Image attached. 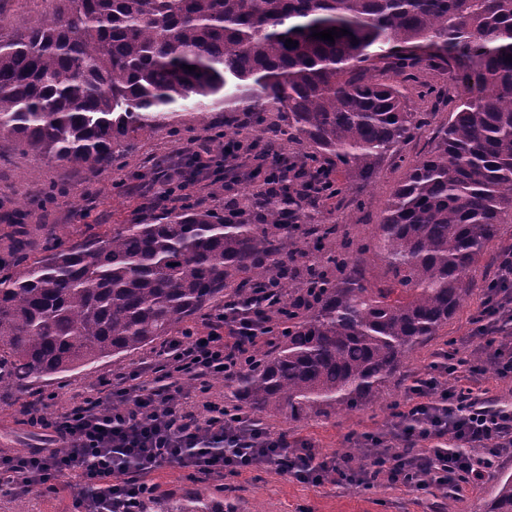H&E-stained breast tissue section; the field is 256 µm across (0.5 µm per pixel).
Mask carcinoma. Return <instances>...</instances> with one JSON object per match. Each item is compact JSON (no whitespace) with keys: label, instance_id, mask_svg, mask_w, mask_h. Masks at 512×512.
<instances>
[{"label":"carcinoma","instance_id":"carcinoma-1","mask_svg":"<svg viewBox=\"0 0 512 512\" xmlns=\"http://www.w3.org/2000/svg\"><path fill=\"white\" fill-rule=\"evenodd\" d=\"M21 33L0 30V139L92 174L119 167L144 136L174 128L191 98L234 107L202 130L264 157L220 212L187 202L152 224L67 243L24 224L0 258V391L127 356L254 303L271 282L288 328L231 381L256 415L329 420L384 398L409 353L448 326L495 264L512 217V0H54ZM333 27L349 34L312 37ZM296 45L288 48L286 40ZM440 52H407L421 44ZM193 66L189 71L185 66ZM460 71L434 146L402 153L431 113L407 110L392 71ZM306 161L289 183L277 174ZM395 156L405 167L365 238L315 216ZM164 512H213L209 491ZM490 512H512V474Z\"/></svg>","mask_w":512,"mask_h":512}]
</instances>
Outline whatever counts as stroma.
Returning <instances> with one entry per match:
<instances>
[{"label":"stroma","mask_w":512,"mask_h":512,"mask_svg":"<svg viewBox=\"0 0 512 512\" xmlns=\"http://www.w3.org/2000/svg\"><path fill=\"white\" fill-rule=\"evenodd\" d=\"M53 6V0H0V23L6 32H19ZM176 110L180 114L179 135L157 130L141 139L124 167L99 175L75 164L47 161L17 150L10 140H0V255L9 251L12 226L17 222L26 224L30 250L37 256L41 253V227L45 224L57 225L66 241L79 242L94 234L111 232L119 224L151 222L162 217L169 205L141 191L143 176L149 174L157 158L177 155L188 139L202 137L203 123L219 124L224 120L223 109L197 106L190 101L178 104ZM402 176L398 159L387 160L375 183L360 193L365 201L363 210L346 203L321 214V222L346 224L354 234L371 236L381 209ZM51 185L62 187V194L53 203L40 205L36 193ZM481 299V294H473L442 335L413 351L403 363L404 374L425 373L444 350L454 348L460 356L471 357L473 348L467 338ZM112 370V363L101 362L19 395L0 394V453L36 448L44 442L41 430L18 423L17 416L24 403L47 395L51 398L50 412H57L74 395L93 389ZM407 399L405 385L399 384L390 388L383 407L373 405L354 415H339L330 420L272 417L268 423L275 432L291 439L306 438L322 453L333 455L355 447V435L375 433L393 423L396 412L405 410ZM498 472L512 474V452L497 458L492 474L486 475L481 484L462 486L455 493L436 484L412 490L384 481L369 488L313 487L254 470L231 478L228 488L219 489L218 494L233 505L235 512H487L494 475Z\"/></svg>","instance_id":"stroma-1"}]
</instances>
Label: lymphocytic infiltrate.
Segmentation results:
<instances>
[{
    "instance_id": "obj_1",
    "label": "lymphocytic infiltrate",
    "mask_w": 512,
    "mask_h": 512,
    "mask_svg": "<svg viewBox=\"0 0 512 512\" xmlns=\"http://www.w3.org/2000/svg\"><path fill=\"white\" fill-rule=\"evenodd\" d=\"M183 153L199 170L195 197L203 199L206 173L222 165L224 145L192 139ZM493 279L498 287L485 296L469 341L486 351L495 376L512 378V338L502 334L512 323V249L499 259ZM277 335L275 323L227 308L168 339L156 358L101 378L92 394L74 397L61 412H49L44 400L30 405L29 420L48 443L1 454L0 481L17 499L76 489L73 512H139L141 496L157 490L150 476L167 465L197 481L266 469L316 486L385 480L418 490L476 485L497 456L512 450V405L485 406L460 383V361L448 352L415 380L391 428L362 437L365 465L288 441L211 394L214 379L239 370L260 343Z\"/></svg>"
}]
</instances>
